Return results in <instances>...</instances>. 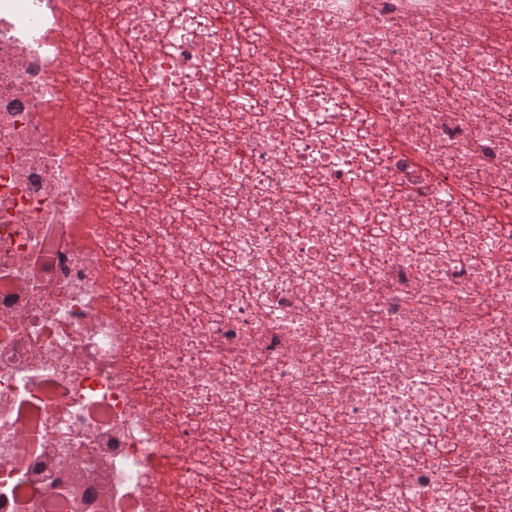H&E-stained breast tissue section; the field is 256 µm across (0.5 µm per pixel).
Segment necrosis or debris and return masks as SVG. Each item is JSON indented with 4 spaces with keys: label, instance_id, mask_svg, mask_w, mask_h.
<instances>
[{
    "label": "necrosis or debris",
    "instance_id": "4bbe7bcc",
    "mask_svg": "<svg viewBox=\"0 0 512 512\" xmlns=\"http://www.w3.org/2000/svg\"><path fill=\"white\" fill-rule=\"evenodd\" d=\"M0 512H512V0H0Z\"/></svg>",
    "mask_w": 512,
    "mask_h": 512
}]
</instances>
